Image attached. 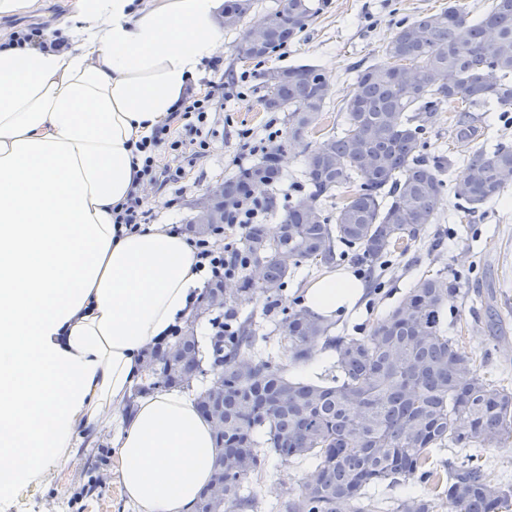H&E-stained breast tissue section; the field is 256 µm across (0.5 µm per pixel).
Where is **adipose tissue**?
I'll return each instance as SVG.
<instances>
[{"instance_id":"1","label":"adipose tissue","mask_w":512,"mask_h":512,"mask_svg":"<svg viewBox=\"0 0 512 512\" xmlns=\"http://www.w3.org/2000/svg\"><path fill=\"white\" fill-rule=\"evenodd\" d=\"M224 0H69L38 37L0 32V505L120 422L118 483L137 512H190L213 474L214 431L187 392L122 410L142 353L191 319L194 247L160 224L119 230L136 145L179 111L224 43ZM365 288L309 283L331 322Z\"/></svg>"}]
</instances>
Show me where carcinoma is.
Segmentation results:
<instances>
[{"mask_svg":"<svg viewBox=\"0 0 512 512\" xmlns=\"http://www.w3.org/2000/svg\"><path fill=\"white\" fill-rule=\"evenodd\" d=\"M317 14L312 0L280 5L269 14L268 39L250 59L294 42ZM468 14L466 4L450 0L398 23L379 58L358 70L341 122L305 158L309 196L338 199L336 212L293 202L276 227L249 225L245 269L263 262L266 285L245 274L229 301L248 304L259 290L273 303L294 268L331 267L342 247L374 271L420 241L444 202L450 159L426 155L424 144L448 99L460 101L467 114L456 138L472 152L454 185L465 211H478L512 185V145L478 146L471 127L479 112H512V0H491L477 18ZM395 62L415 70L412 84L398 77ZM284 71L288 78L273 84L269 71L261 74V105L288 113V140L225 182L230 209L251 177L276 182L280 169L271 154L320 124L329 88L322 70L300 64ZM280 248L292 254V267L277 259ZM455 292L447 276H423L362 336H332L330 323L305 308L289 309L281 323L291 360L311 359L320 341L336 353L337 374L318 382L289 375L274 356L254 359L250 316H233L227 334L206 342L187 326L157 349V378L178 386L183 372L209 371L224 386L219 399L211 381L195 388L201 414L210 422L224 418L213 473L224 483V499L213 502L203 492L193 512H256L258 502L245 487L263 476L269 454L285 463L311 462L298 490L277 499L275 512H381L370 488L415 480L432 482L435 497L408 496L393 512H437L443 497L458 512H512V483L497 481L479 456H468L443 484L428 466L437 448L512 442V389L481 376L445 328Z\"/></svg>","mask_w":512,"mask_h":512,"instance_id":"carcinoma-1","label":"carcinoma"}]
</instances>
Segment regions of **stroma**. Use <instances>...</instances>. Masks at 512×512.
Returning <instances> with one entry per match:
<instances>
[{
	"label": "stroma",
	"mask_w": 512,
	"mask_h": 512,
	"mask_svg": "<svg viewBox=\"0 0 512 512\" xmlns=\"http://www.w3.org/2000/svg\"><path fill=\"white\" fill-rule=\"evenodd\" d=\"M320 11L301 38L276 51L263 61H242L234 47L241 28L224 32V46L205 66L196 97H204L214 82L238 78L240 97L225 101L209 132L210 148L204 156L185 162L161 152V163L180 168V175L158 185L143 184L142 190L154 199L147 212L151 223L185 228L192 216L191 204L208 186L234 177L239 165L235 156L245 158L246 165L256 162L246 155L240 139L251 130L254 139L264 138L267 124L286 129L284 113L263 111L259 99L264 93L260 72L271 67L311 64L319 67L332 87L322 121L331 128L340 109L355 88L358 65L374 61L396 24L414 19L425 12L446 7L448 0H314ZM456 100L446 101L435 130L427 139L426 152L445 151L452 163L445 175L447 185H454L465 168L464 147L456 143L452 125L457 116ZM305 143L288 146L283 153L279 182L268 187L273 201L264 215L266 224H278L289 200L307 195L304 179ZM439 220L415 251L391 258L382 273L380 288L370 287L367 271L352 260L341 261L342 269L351 271L366 285L360 307L338 315L333 326L337 336H356L373 319L383 317L422 275L437 271L447 273L458 284L456 296L445 315L449 335L459 337V348L475 359L481 374L512 385V187L496 201L478 212L464 215L453 195H446ZM315 267L295 269L287 287L279 296V307L266 311L264 297L240 306L243 315H253L260 326L253 354H279L288 371L308 378L334 375V354L320 361L293 364L273 336L280 311L303 299L305 286L319 276ZM114 428L106 427L89 448L75 449L73 457L53 469L45 487L22 490L10 512H137L126 500L115 472L112 437ZM308 468L307 463L282 464L269 458L268 481L252 484L250 490L270 507L276 496L297 489Z\"/></svg>",
	"instance_id": "1"
}]
</instances>
